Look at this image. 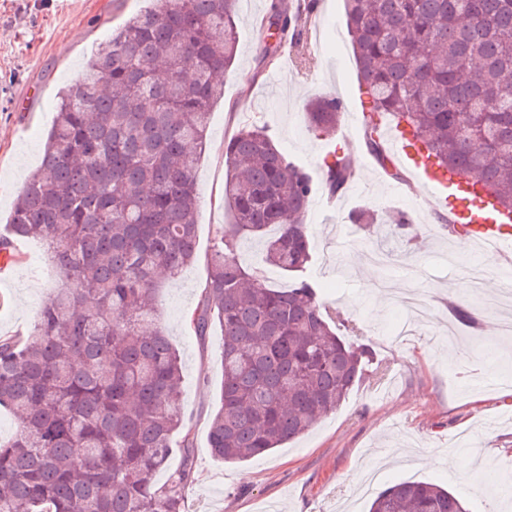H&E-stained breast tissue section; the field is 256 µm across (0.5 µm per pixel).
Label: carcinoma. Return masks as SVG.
I'll return each mask as SVG.
<instances>
[{
    "label": "carcinoma",
    "mask_w": 512,
    "mask_h": 512,
    "mask_svg": "<svg viewBox=\"0 0 512 512\" xmlns=\"http://www.w3.org/2000/svg\"><path fill=\"white\" fill-rule=\"evenodd\" d=\"M358 82L375 114L388 113L512 212V0H346ZM309 5L270 0L260 68L299 40ZM237 0H166L112 30L75 87L61 93L39 168L0 236L54 253L74 288L41 309L27 336H0V408L17 419L0 443V512H184L190 470L154 481L184 433L181 361L158 325V281L194 262L196 171L209 117L235 61ZM309 130L335 132L330 99L306 107ZM367 152L399 178L377 127ZM224 204L233 216L213 245L202 308L190 330L218 319L224 336L221 407L213 456L247 461L281 447L335 411L372 364L365 345L330 326L326 305L299 276L311 262L305 212L318 190L268 130L243 126L224 143ZM328 191L352 178L342 157L323 164ZM264 243L269 265L292 277L265 285L237 258ZM476 327L475 313L450 305ZM369 512H470L458 495L402 481Z\"/></svg>",
    "instance_id": "obj_1"
}]
</instances>
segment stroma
Here are the masks:
<instances>
[{
  "instance_id": "35a3bbf8",
  "label": "stroma",
  "mask_w": 512,
  "mask_h": 512,
  "mask_svg": "<svg viewBox=\"0 0 512 512\" xmlns=\"http://www.w3.org/2000/svg\"><path fill=\"white\" fill-rule=\"evenodd\" d=\"M269 0H239V43L224 73V98L212 110L199 162L196 261L156 296L158 320L183 366L181 406L190 453L175 449L158 475L191 466L187 512H367L382 490L403 480L432 482L461 495L471 512H512V337L501 320L500 290L472 294L468 254L436 222L425 191L397 192L369 165L356 167L340 209L314 196L306 213L312 261L303 277L318 285L338 324H357L353 344L376 363L334 412L293 443L232 464L212 457L211 420L220 407L224 337L220 326L196 336L187 318L201 303L212 246L231 218L222 203L224 143L244 125L270 130L288 159L320 178L332 149L355 157L361 140L339 128L320 140L306 128L307 99L357 92L354 58L337 64L318 46L288 48L277 76L258 69L257 30ZM153 0H0V229L39 164L58 94L75 83L86 59L113 27ZM374 211L370 224L352 212ZM418 213L411 240L396 238L398 213ZM46 276L17 254L0 279V336H24L43 305L67 281L43 252ZM475 305L495 347L449 322V303Z\"/></svg>"
}]
</instances>
